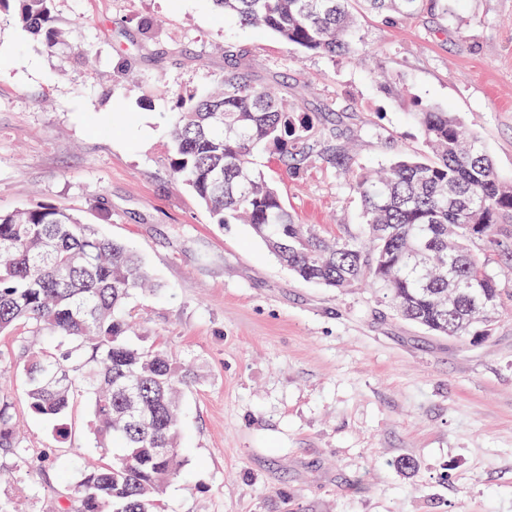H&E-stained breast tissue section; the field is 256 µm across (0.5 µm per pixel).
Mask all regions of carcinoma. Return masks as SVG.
Here are the masks:
<instances>
[{"mask_svg": "<svg viewBox=\"0 0 512 512\" xmlns=\"http://www.w3.org/2000/svg\"><path fill=\"white\" fill-rule=\"evenodd\" d=\"M13 1L16 19L45 47L64 32L52 0ZM245 26L330 56L374 55L351 10L353 0H213ZM394 21L448 12V0H366ZM244 55L226 54L224 76L203 94L170 92L173 180L193 192L215 224H248L299 279L343 290L368 279L402 319L437 336H476L496 322L472 310H500L512 291L490 267L489 248L512 255V180L494 169L484 143L466 135L446 109L415 102L431 159L397 158L351 188L364 223L330 242L296 222L253 156L269 151L299 169L312 159L347 167L336 145L331 110L308 112L257 85ZM159 290L128 244L95 233L50 205L0 214V333L17 325L40 338L22 339L10 362L24 377L31 413L68 433L75 394L89 401L93 447L114 448L99 465L72 448L70 512H161L181 474L180 399L194 381L163 346L134 342L128 301ZM0 456L17 468L29 450L16 429L14 405L0 390Z\"/></svg>", "mask_w": 512, "mask_h": 512, "instance_id": "cac0c4a2", "label": "carcinoma"}]
</instances>
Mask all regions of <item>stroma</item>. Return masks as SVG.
<instances>
[{
	"mask_svg": "<svg viewBox=\"0 0 512 512\" xmlns=\"http://www.w3.org/2000/svg\"><path fill=\"white\" fill-rule=\"evenodd\" d=\"M52 11L68 40L47 50L0 9V213L69 212L137 248L164 285L127 305L136 335L198 372L163 512H512V300L488 341L433 335L393 315L379 289L298 280L249 225L212 223L167 165L170 91L208 90L231 46L256 83L336 114L348 171L255 157L326 237L364 222L350 176L424 155L417 99L455 112L512 178V0L364 17L366 63L289 46L211 0H54ZM121 65L133 81H114ZM383 72L406 97L385 92ZM0 388L33 460L0 475V497L54 512L70 449L91 440L88 402L75 397L60 441L6 364Z\"/></svg>",
	"mask_w": 512,
	"mask_h": 512,
	"instance_id": "1",
	"label": "stroma"
}]
</instances>
